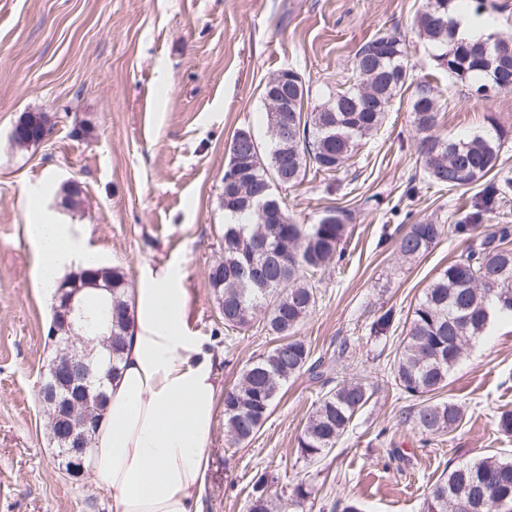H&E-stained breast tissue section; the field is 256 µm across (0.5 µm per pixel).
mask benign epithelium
<instances>
[{"mask_svg":"<svg viewBox=\"0 0 512 512\" xmlns=\"http://www.w3.org/2000/svg\"><path fill=\"white\" fill-rule=\"evenodd\" d=\"M287 91L288 73L281 72L268 82L267 111L274 115L288 111ZM228 183L245 199L246 205L260 214V221H265L264 204L259 194L248 192L249 182L243 177L240 166H235ZM79 293L78 289L61 288L55 296L50 340L57 347V353L48 363L45 379L39 387V400L50 417L70 421V427L62 433L59 457L66 474L76 479L86 472L83 457L89 448L90 426L95 423L103 396L97 386L95 350L89 348V344L97 341L103 348L112 349L107 334L91 324L94 319L104 321L103 310L87 307Z\"/></svg>","mask_w":512,"mask_h":512,"instance_id":"obj_1","label":"benign epithelium"}]
</instances>
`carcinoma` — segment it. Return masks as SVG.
Returning a JSON list of instances; mask_svg holds the SVG:
<instances>
[{
	"instance_id": "obj_1",
	"label": "carcinoma",
	"mask_w": 512,
	"mask_h": 512,
	"mask_svg": "<svg viewBox=\"0 0 512 512\" xmlns=\"http://www.w3.org/2000/svg\"><path fill=\"white\" fill-rule=\"evenodd\" d=\"M455 0H423L414 18L420 37L435 50V59L448 76L470 84L478 94L488 84L512 90V41L464 43L455 38L456 22L450 10ZM504 63L499 72L488 71L484 57ZM370 83L374 94L366 99L361 86ZM412 90L409 108L416 130L422 134L419 153L422 179L448 190L479 188L452 213L453 223L421 222L397 240L404 257L426 254L443 235L462 239L489 220L512 190V178L485 181L497 170L502 134L443 139L433 135L440 110L439 96L426 77L411 79L402 41L379 34L362 44L354 55L349 85L336 91L321 107L304 111L308 90L299 82L289 91L291 111L281 113L293 131L288 146L270 141L252 156L251 187L265 192L274 207L266 224H226L220 249L222 257L210 266L208 281L224 319V329L243 330L254 315L265 314V327L273 345L247 364L238 382L224 394V428L230 444L248 442L268 418L288 379L310 372L320 379L319 363L312 360L311 346L295 336L298 326L316 306L315 278L334 259H343L341 242L350 230L347 215L328 207L315 224H298L286 204L271 188L282 164H288V185L303 181L306 171L331 173L345 163L355 144L381 129L395 98ZM38 135L50 132L47 116L27 112L19 118ZM267 238L263 256L253 252L257 238ZM251 265L262 268L261 282L241 274ZM112 283V356L99 377L112 379L125 347L131 313L125 300L128 279L119 266L90 264ZM512 314V226L496 224L485 234L479 248L465 253L425 288L412 309L411 322L402 345L396 349L392 374L396 386L415 400L407 419L423 436H441L459 427L464 412L454 401L434 394L448 386V376L466 346L487 328L490 306ZM372 391L362 382L338 384L315 402L298 439L297 453L307 461H320L336 447ZM269 478L260 476L252 487L250 512H280L279 498L268 492ZM512 492V455L483 457L451 469L427 493L423 512H489L482 505L502 489Z\"/></svg>"
}]
</instances>
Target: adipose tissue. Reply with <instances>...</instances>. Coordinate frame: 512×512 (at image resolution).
<instances>
[{"instance_id":"obj_1","label":"adipose tissue","mask_w":512,"mask_h":512,"mask_svg":"<svg viewBox=\"0 0 512 512\" xmlns=\"http://www.w3.org/2000/svg\"><path fill=\"white\" fill-rule=\"evenodd\" d=\"M28 233L42 285L87 253L81 225L43 214ZM187 300L180 272L170 268L145 270L130 292L127 346L88 460L112 492L113 512H203L220 357L189 326Z\"/></svg>"}]
</instances>
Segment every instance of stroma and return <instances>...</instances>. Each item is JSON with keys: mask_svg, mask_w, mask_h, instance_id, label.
I'll return each mask as SVG.
<instances>
[{"mask_svg": "<svg viewBox=\"0 0 512 512\" xmlns=\"http://www.w3.org/2000/svg\"><path fill=\"white\" fill-rule=\"evenodd\" d=\"M422 0H0V512H112L92 475L59 468L38 385L54 351L47 341L53 300L42 289L27 226L34 212L82 225L99 263L122 267L131 287L143 270L176 268L188 290L198 336L227 339L217 372L231 388L243 367L271 345L262 318L225 330L208 284L220 257L224 166L236 131L268 142L264 89L283 69L298 72L312 111L343 88L357 49L400 34L414 76L440 94L437 135L504 134L500 160L512 176V91L491 98L448 78L419 38ZM25 112H42L43 142L17 147L11 131ZM419 136L407 100H395L380 131L359 142L332 176L307 172L280 189L290 216L316 223L346 209L354 232L343 264L327 268L313 312L297 329L332 384L363 380L373 390L335 448L318 463L297 441L323 393L309 374L289 379L283 397L249 441L228 448L216 420L203 491L206 512H248L251 480L269 474L284 512H422L429 487L448 470L512 454L497 427L512 411V317L488 325L448 377L444 398L465 418L447 435L418 434L390 375L394 351L429 282L465 244L444 236L424 256L396 250L399 226L445 224L459 193L421 189L410 209L397 203L420 169ZM75 183L82 205L58 193ZM390 314L386 332L373 322ZM312 495L295 504L296 484Z\"/></svg>", "mask_w": 512, "mask_h": 512, "instance_id": "1", "label": "stroma"}]
</instances>
